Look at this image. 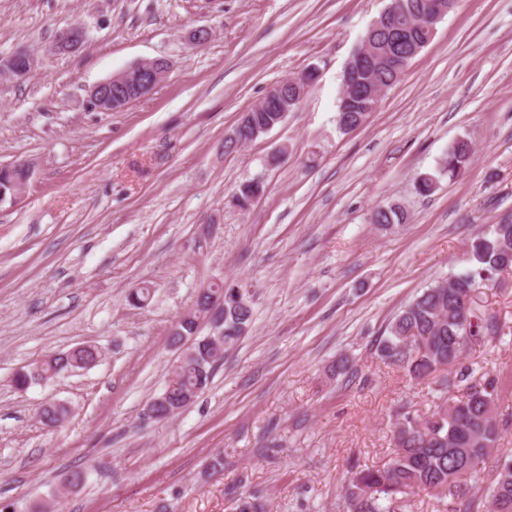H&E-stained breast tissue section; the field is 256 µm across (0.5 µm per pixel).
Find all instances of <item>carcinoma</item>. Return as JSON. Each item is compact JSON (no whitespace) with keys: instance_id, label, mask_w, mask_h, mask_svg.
Masks as SVG:
<instances>
[{"instance_id":"carcinoma-1","label":"carcinoma","mask_w":512,"mask_h":512,"mask_svg":"<svg viewBox=\"0 0 512 512\" xmlns=\"http://www.w3.org/2000/svg\"><path fill=\"white\" fill-rule=\"evenodd\" d=\"M400 67L394 61L378 65L374 77L391 89L400 82ZM373 101L359 96L355 105L336 114V126H354L363 121ZM473 155L466 139L454 142L441 160L439 174L453 181L465 174ZM18 172L0 167V200L16 199ZM262 192L258 181L244 184L235 194V204L244 208ZM376 224H404L407 214L396 204L378 205L371 213ZM512 251V219L493 224L472 239L469 245L472 268L454 274L446 282H437L416 295L397 313L377 346L379 357L400 363L411 378L426 380L446 368L454 376L439 383L438 403L426 416H418L402 406L397 410L393 455L381 466L353 465L343 490L346 512H399L405 498L426 491L443 506L445 512H461L458 503L472 490L480 489L483 472L494 462L497 477L486 492V512H512V460L497 457L500 419L496 380L462 364L465 353L474 344L497 337L496 316L475 302L464 310L459 303L460 287L471 291L484 289L497 272L507 267ZM211 294L224 297L223 350L234 348L250 328L253 311L236 300L235 288L212 284ZM177 337L191 341L190 358L171 365L168 381L158 395L148 400L152 410L169 419L202 394L220 360L214 348L198 336L194 319L179 320L173 327ZM100 351L94 345H78L45 360L34 362L25 374L14 376L15 386L37 384L94 364ZM460 391L448 397V388ZM66 409L43 407L39 421L55 428L65 421ZM235 512H266L258 493L236 498Z\"/></svg>"}]
</instances>
